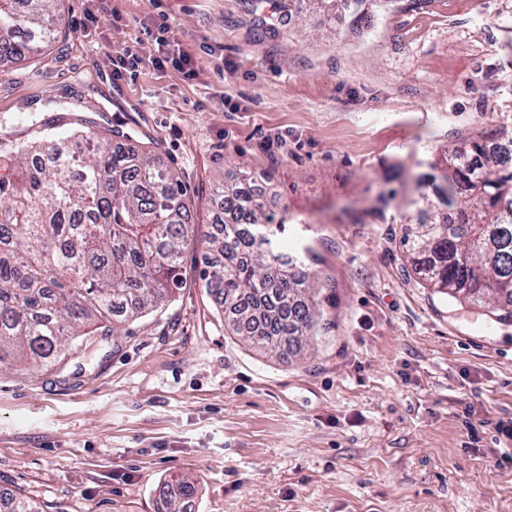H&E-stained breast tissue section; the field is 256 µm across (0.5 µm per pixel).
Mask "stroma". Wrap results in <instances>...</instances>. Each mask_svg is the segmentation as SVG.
<instances>
[{
  "instance_id": "obj_1",
  "label": "stroma",
  "mask_w": 512,
  "mask_h": 512,
  "mask_svg": "<svg viewBox=\"0 0 512 512\" xmlns=\"http://www.w3.org/2000/svg\"><path fill=\"white\" fill-rule=\"evenodd\" d=\"M261 42L242 0H61L57 42L0 64V123L81 110L181 173L190 221L213 229L216 182L251 176L307 257L324 321L300 352L232 335L198 277L117 335L79 338L38 375L0 367V489L46 512H157L176 475L189 512H512V322L434 293L406 227L437 210L449 145H512V0H380L350 12L290 0ZM167 15L196 79L112 60L155 55Z\"/></svg>"
}]
</instances>
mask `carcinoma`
<instances>
[{"label": "carcinoma", "mask_w": 512, "mask_h": 512, "mask_svg": "<svg viewBox=\"0 0 512 512\" xmlns=\"http://www.w3.org/2000/svg\"><path fill=\"white\" fill-rule=\"evenodd\" d=\"M59 0H0V63L30 58L56 38ZM370 24V0H343ZM259 38L276 36L265 0H247ZM448 152L453 171L439 212L407 234L410 259L427 284L450 298L486 299L512 320V170L501 154L474 146ZM20 178L0 175V365L9 354L37 374L97 327L106 333L164 304L183 285L184 246L196 237L182 176L155 155H130L88 127H49L44 137L10 144ZM221 236L205 248L219 258L201 280L231 307L237 332L273 351L312 336L320 289L300 279L272 243L278 220L241 188L220 186ZM469 253L462 260L460 252ZM166 512H187L194 483L177 481ZM0 512H40L23 497L0 496Z\"/></svg>", "instance_id": "carcinoma-1"}]
</instances>
